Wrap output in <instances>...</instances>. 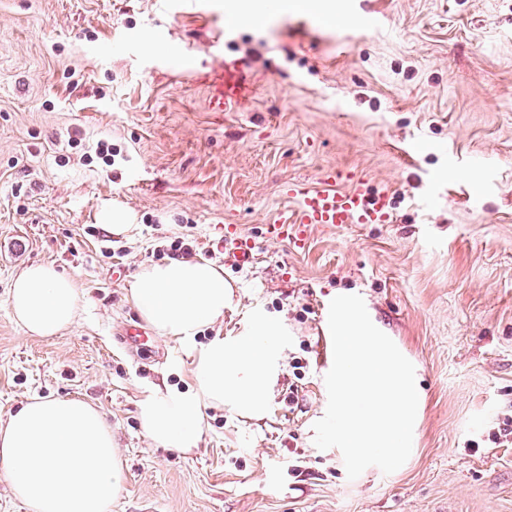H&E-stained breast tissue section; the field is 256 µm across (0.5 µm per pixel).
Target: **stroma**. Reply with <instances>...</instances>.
<instances>
[{
	"mask_svg": "<svg viewBox=\"0 0 512 512\" xmlns=\"http://www.w3.org/2000/svg\"><path fill=\"white\" fill-rule=\"evenodd\" d=\"M225 0H0V422L35 395L96 405L125 460L112 512H512V0H337L329 25L283 0L267 24ZM152 48H145V40ZM244 87L227 108L220 83ZM110 152H99L100 144ZM327 169L393 198L389 224L313 227L304 248L264 227L291 180ZM137 216L106 233L102 205ZM255 242L227 264V230ZM183 238L223 266L232 301L211 336L252 312L282 319L283 366L260 419L210 408L199 448H159L142 384L185 387L192 359L125 341L140 264ZM51 263L86 288L70 330L34 338L7 298ZM360 295L413 361L424 407L410 460L348 479L314 444L336 295Z\"/></svg>",
	"mask_w": 512,
	"mask_h": 512,
	"instance_id": "1",
	"label": "stroma"
}]
</instances>
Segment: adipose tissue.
<instances>
[{
    "mask_svg": "<svg viewBox=\"0 0 512 512\" xmlns=\"http://www.w3.org/2000/svg\"><path fill=\"white\" fill-rule=\"evenodd\" d=\"M231 297L223 268L204 260L138 268L130 303L154 334L193 356L188 390L139 388V420L159 447H197L206 408L252 418L267 411L281 359V321L256 314L237 337L196 342L202 328L223 322ZM7 305L27 335L46 338L73 326L87 301L79 280L42 263L19 272ZM0 478L28 512H112L124 467L112 428L95 406L71 397H37L0 426Z\"/></svg>",
    "mask_w": 512,
    "mask_h": 512,
    "instance_id": "adipose-tissue-1",
    "label": "adipose tissue"
}]
</instances>
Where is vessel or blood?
Returning a JSON list of instances; mask_svg holds the SVG:
<instances>
[{
	"instance_id": "obj_1",
	"label": "vessel or blood",
	"mask_w": 512,
	"mask_h": 512,
	"mask_svg": "<svg viewBox=\"0 0 512 512\" xmlns=\"http://www.w3.org/2000/svg\"><path fill=\"white\" fill-rule=\"evenodd\" d=\"M347 188H340V181ZM289 198L295 199L296 208L269 225L271 236L289 241L294 247H303L312 226L330 227L343 224H387L393 219L392 200L387 193L372 190L362 177H344L342 172L323 171L317 183L290 181L283 187ZM223 248L237 266L251 263L255 249L246 236L225 238Z\"/></svg>"
}]
</instances>
